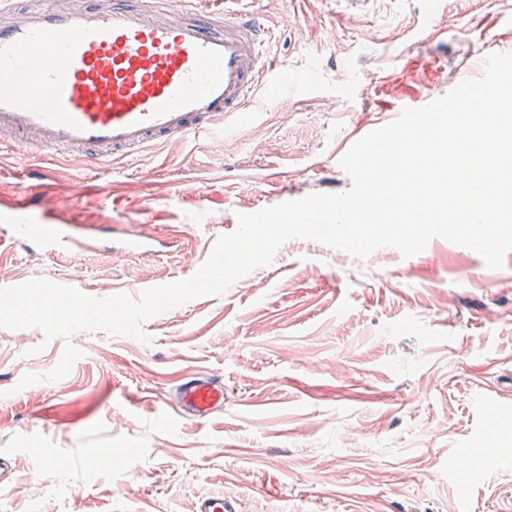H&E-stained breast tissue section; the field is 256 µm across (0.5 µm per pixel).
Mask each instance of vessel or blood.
<instances>
[{"label": "vessel or blood", "instance_id": "1", "mask_svg": "<svg viewBox=\"0 0 512 512\" xmlns=\"http://www.w3.org/2000/svg\"><path fill=\"white\" fill-rule=\"evenodd\" d=\"M273 33L248 8L214 15L197 0H98L63 8H0V145L97 163L173 139L211 135L220 121L243 133L266 81ZM11 241L43 257L98 248L99 229L63 224L21 194L7 211ZM136 260L153 239L113 236ZM176 419H205L224 404V381L183 378Z\"/></svg>", "mask_w": 512, "mask_h": 512}]
</instances>
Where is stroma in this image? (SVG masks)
Here are the masks:
<instances>
[{
  "mask_svg": "<svg viewBox=\"0 0 512 512\" xmlns=\"http://www.w3.org/2000/svg\"><path fill=\"white\" fill-rule=\"evenodd\" d=\"M251 7L274 33L271 74L313 78V89L258 95L230 151L217 134L96 169L50 161L40 198L61 221L108 217L161 253L54 259L8 245L0 288L46 276L137 300L189 278L238 214L350 188L333 156L390 124L392 105L422 107L479 77L489 54L512 53V0L474 12L447 0L436 41L416 32L426 0H374L361 15L342 0ZM38 163L0 147V210ZM145 330L152 344L75 334L82 357L51 380L63 339L0 328V454L10 458L0 512H196L211 493L236 512H512V251L489 272L441 237L410 257L383 247L363 261L292 239L225 293ZM200 372L223 378V409L157 424L161 399ZM27 374L40 382L21 386Z\"/></svg>",
  "mask_w": 512,
  "mask_h": 512,
  "instance_id": "stroma-1",
  "label": "stroma"
}]
</instances>
